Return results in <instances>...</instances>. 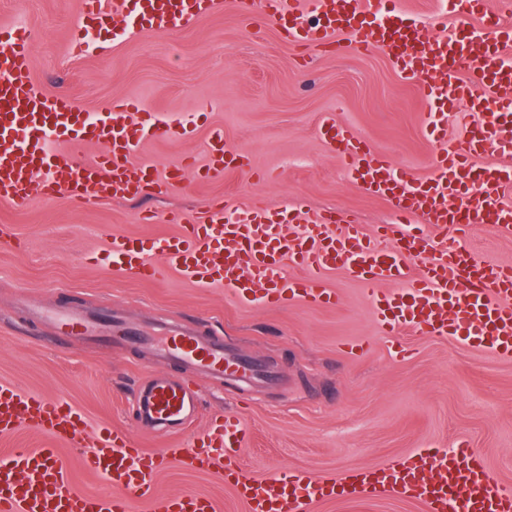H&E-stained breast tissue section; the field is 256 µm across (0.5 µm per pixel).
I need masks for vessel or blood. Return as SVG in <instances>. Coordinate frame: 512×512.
Instances as JSON below:
<instances>
[{
	"mask_svg": "<svg viewBox=\"0 0 512 512\" xmlns=\"http://www.w3.org/2000/svg\"><path fill=\"white\" fill-rule=\"evenodd\" d=\"M465 20L466 38L428 37L423 27L393 14L378 21L381 0H254L253 10L276 26L282 39L320 50L332 43L381 51L394 70L415 82L427 105L426 125L434 146L429 176L396 169L351 128L325 118L319 134L344 163L351 182L386 200L395 224L368 234L362 225L335 215L310 218L306 203L258 206L230 220L217 211L186 220L162 247L161 263L142 245L111 237L108 257L121 270L153 280L161 269L180 273L201 286L228 287L242 302L261 299L277 308L297 300L336 305L335 291L324 288L326 271L339 268L364 289L383 335L410 328L425 336H454L473 347L512 358V266L489 260L459 241L475 223L512 232V205L499 198L512 186V170L481 165L488 151L512 152V19L489 0H452ZM83 21L75 49L89 46V32L103 40L123 37L112 24L107 0H82ZM216 0H125L123 9L142 28L165 34L210 12ZM34 36L19 24L0 26V200L20 206L32 193L53 199L68 196L85 204L105 198H133L143 188L166 192L180 187L186 169L200 180L242 167L241 155L213 131L208 161L195 167L185 160L166 171L132 157L144 139L185 137L188 129L162 121L139 102L120 100L88 117L61 90L38 86L32 76ZM471 76H463V67ZM482 113L481 121L448 134V116L458 102ZM72 149H55L57 141ZM102 143L106 152L87 160L77 146ZM423 221L436 235L412 233L408 223ZM304 225L288 237L284 225ZM419 258L411 267L408 257ZM304 269L300 278L281 275L284 264ZM60 335L104 340L113 345H149L165 360L192 365L205 377L268 382L271 374L253 359L229 352L220 337L169 327L155 335L113 323L105 332L75 315L54 319ZM133 428L101 425L88 433L84 415L69 402L46 394L24 393L0 383V436L24 426L54 442L83 449L85 467L111 480L102 496L77 492L57 449L36 448L0 458V512H216L208 498L181 492L159 496L153 479L169 464L223 476L246 503L247 512H309L313 503L358 501L398 495L422 505L424 512H512V489L494 478L482 453L468 441L456 447L419 448L380 467L346 470L329 478L283 469L259 479L242 465L240 450L247 428L237 414L224 412L207 426L205 437L181 448L147 450L140 432L177 429L196 413L199 398L188 384L159 374L140 389Z\"/></svg>",
	"mask_w": 512,
	"mask_h": 512,
	"instance_id": "obj_1",
	"label": "vessel or blood"
}]
</instances>
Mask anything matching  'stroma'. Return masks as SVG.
Returning a JSON list of instances; mask_svg holds the SVG:
<instances>
[{"mask_svg":"<svg viewBox=\"0 0 512 512\" xmlns=\"http://www.w3.org/2000/svg\"><path fill=\"white\" fill-rule=\"evenodd\" d=\"M82 0H0V24L34 35L37 84L61 83L86 112L138 98L169 122L193 125L190 138L144 140L138 155L160 166L207 160L213 129L228 149L246 155L244 169L191 182L163 195L84 206L61 196L0 202V382L64 399L89 427L133 423V382L156 373L196 384L203 403L185 434L202 433L210 417L237 411L248 435L241 461L263 478L283 468L323 475L364 469L426 447L467 439L491 473L512 487V360L452 336L404 331L381 335L362 287L343 271L325 275L334 306L291 302L269 308L237 301L227 288L201 287L173 272L143 281L104 261L110 235L156 248L175 234L171 214L214 209L242 214L254 200H306L312 212L357 218L365 230L395 221L387 202L351 184L342 162L318 134L328 115L368 140L398 167L429 175L433 145L425 106L377 51H312L284 42L277 30L220 0L197 21L167 34L128 28L102 49L75 53ZM154 220L141 222L143 211ZM466 242L512 264V236L473 225ZM120 317L143 330L172 323L218 335L257 359L273 383L246 387L199 377L187 364L159 360L146 347L107 346L57 335L34 312ZM370 341L361 355L350 345ZM158 493L193 491L218 512H246L221 476L170 465L154 479ZM312 512H422L387 495L356 502L321 501Z\"/></svg>","mask_w":512,"mask_h":512,"instance_id":"stroma-1","label":"stroma"}]
</instances>
